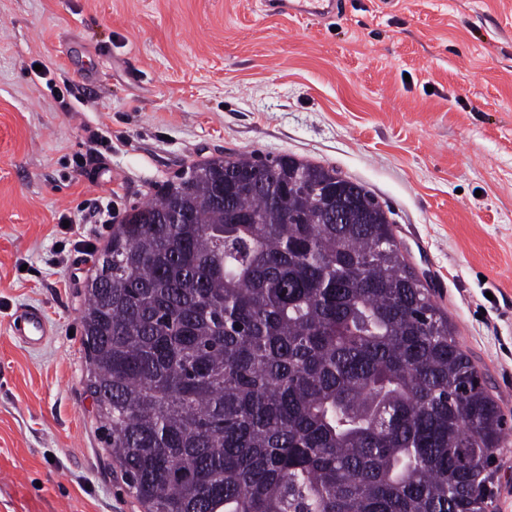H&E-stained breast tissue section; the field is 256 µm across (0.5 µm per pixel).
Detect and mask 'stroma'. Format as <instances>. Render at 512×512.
Instances as JSON below:
<instances>
[{
  "mask_svg": "<svg viewBox=\"0 0 512 512\" xmlns=\"http://www.w3.org/2000/svg\"><path fill=\"white\" fill-rule=\"evenodd\" d=\"M244 151L389 208L501 409L491 508L512 512V0H0V512H145L88 391L86 285L127 210ZM20 306L41 346L11 336ZM332 0H266L265 4L271 8L287 7L295 15H306L311 17L325 18L331 13L333 7ZM9 330L20 343L36 347L49 336L48 324L36 308L19 307L9 322Z\"/></svg>",
  "mask_w": 512,
  "mask_h": 512,
  "instance_id": "1",
  "label": "stroma"
}]
</instances>
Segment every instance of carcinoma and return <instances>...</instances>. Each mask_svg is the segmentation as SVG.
<instances>
[{
	"instance_id": "1",
	"label": "carcinoma",
	"mask_w": 512,
	"mask_h": 512,
	"mask_svg": "<svg viewBox=\"0 0 512 512\" xmlns=\"http://www.w3.org/2000/svg\"><path fill=\"white\" fill-rule=\"evenodd\" d=\"M393 237L288 154L196 163L112 225L88 389L146 512H488L503 415Z\"/></svg>"
}]
</instances>
